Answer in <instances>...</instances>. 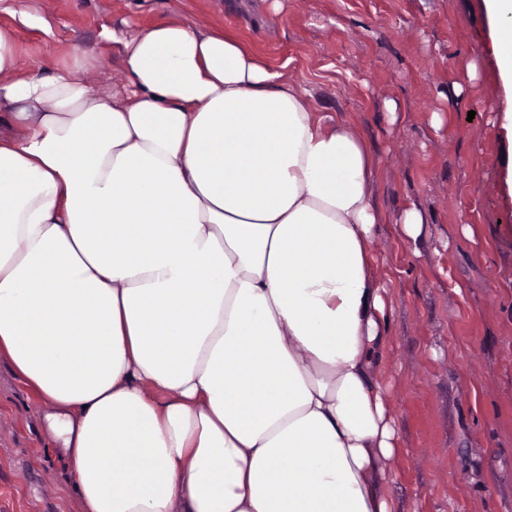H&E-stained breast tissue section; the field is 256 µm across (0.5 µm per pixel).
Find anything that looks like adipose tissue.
Instances as JSON below:
<instances>
[{"label": "adipose tissue", "instance_id": "obj_1", "mask_svg": "<svg viewBox=\"0 0 512 512\" xmlns=\"http://www.w3.org/2000/svg\"><path fill=\"white\" fill-rule=\"evenodd\" d=\"M512 141V0H483ZM18 76L0 27V360L80 512H396L376 158L235 36L113 32Z\"/></svg>", "mask_w": 512, "mask_h": 512}]
</instances>
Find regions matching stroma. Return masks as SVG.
I'll return each instance as SVG.
<instances>
[{"label":"stroma","instance_id":"1","mask_svg":"<svg viewBox=\"0 0 512 512\" xmlns=\"http://www.w3.org/2000/svg\"><path fill=\"white\" fill-rule=\"evenodd\" d=\"M284 4L0 0V26L15 31L22 71L94 56L102 65L84 78L103 89L122 82L113 31L232 34L306 87L316 111L353 122L378 162L373 250L391 309L381 376L401 447L391 496L398 512H512V198L482 0ZM412 205L427 219L416 240L397 222ZM45 411L1 360L0 512H79Z\"/></svg>","mask_w":512,"mask_h":512}]
</instances>
